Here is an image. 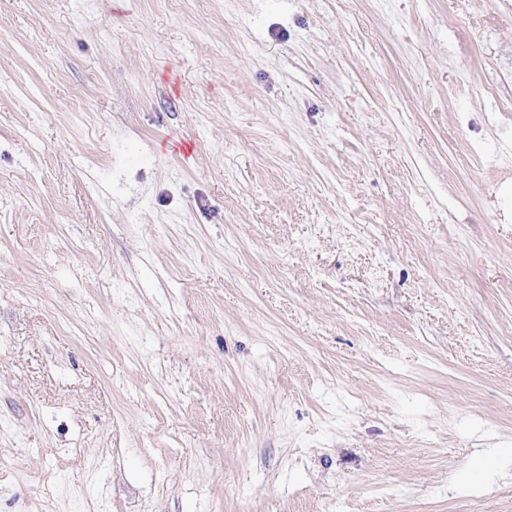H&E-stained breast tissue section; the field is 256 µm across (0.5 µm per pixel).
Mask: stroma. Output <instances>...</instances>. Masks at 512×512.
<instances>
[{"mask_svg": "<svg viewBox=\"0 0 512 512\" xmlns=\"http://www.w3.org/2000/svg\"><path fill=\"white\" fill-rule=\"evenodd\" d=\"M512 0H0V512H512Z\"/></svg>", "mask_w": 512, "mask_h": 512, "instance_id": "35a3bbf8", "label": "stroma"}]
</instances>
